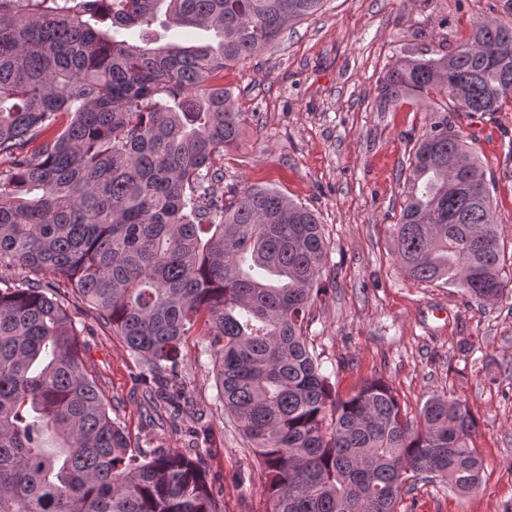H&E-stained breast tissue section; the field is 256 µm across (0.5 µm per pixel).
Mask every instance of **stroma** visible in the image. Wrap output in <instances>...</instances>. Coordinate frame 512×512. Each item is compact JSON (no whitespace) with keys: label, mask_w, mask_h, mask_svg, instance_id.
Segmentation results:
<instances>
[{"label":"stroma","mask_w":512,"mask_h":512,"mask_svg":"<svg viewBox=\"0 0 512 512\" xmlns=\"http://www.w3.org/2000/svg\"><path fill=\"white\" fill-rule=\"evenodd\" d=\"M504 0H325L295 21L274 46L224 71L236 107L246 112L240 142L224 154V198L243 187L276 188L314 210L328 261L325 289L307 327L309 348L340 397L386 380L403 413L433 396L466 401L479 423L482 486L460 496L418 482L403 512H512V298L481 305L459 288L406 276L392 226L408 193L412 148L428 105L405 99L381 108L379 86L399 56L454 50L478 18L512 27ZM149 47L217 45L216 31L173 25L159 15L148 30L125 31ZM448 120L482 159L493 190L507 272L512 275V102ZM88 363L132 442L142 448L199 449L222 512H265L264 479L234 419L217 397L214 356L201 336L186 337L175 381L196 413L160 410L145 418L138 363L120 337L93 316L77 315Z\"/></svg>","instance_id":"1"}]
</instances>
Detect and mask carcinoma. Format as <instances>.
<instances>
[{
  "label": "carcinoma",
  "mask_w": 512,
  "mask_h": 512,
  "mask_svg": "<svg viewBox=\"0 0 512 512\" xmlns=\"http://www.w3.org/2000/svg\"><path fill=\"white\" fill-rule=\"evenodd\" d=\"M218 47L133 45L161 5ZM323 0H0V512H220L199 451L133 448L86 365L74 311L121 337L161 398L204 319L217 395L265 476L266 512H400L408 481L477 491L467 404L402 413L382 379L341 398L309 350L327 241L309 208L247 186L224 204L215 159L247 115L224 69ZM394 104L435 94L393 228L402 271L472 300L512 292L489 183L448 111L512 99V28L475 22L457 50L395 61ZM66 281L60 299L39 275ZM57 440L48 448L46 437Z\"/></svg>",
  "instance_id": "obj_1"
}]
</instances>
